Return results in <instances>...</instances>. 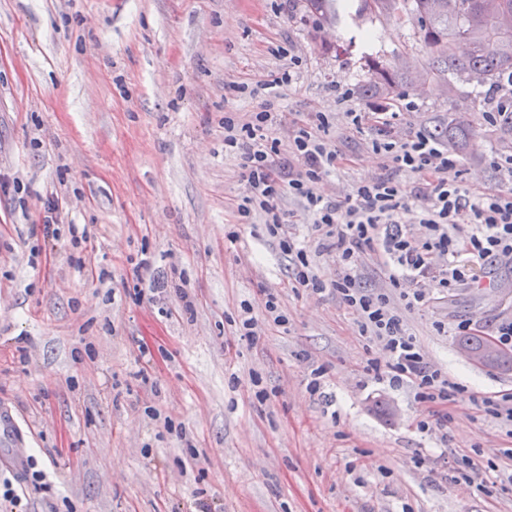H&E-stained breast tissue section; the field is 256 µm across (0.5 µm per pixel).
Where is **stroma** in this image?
Segmentation results:
<instances>
[{"label": "stroma", "mask_w": 512, "mask_h": 512, "mask_svg": "<svg viewBox=\"0 0 512 512\" xmlns=\"http://www.w3.org/2000/svg\"><path fill=\"white\" fill-rule=\"evenodd\" d=\"M373 52L421 72L430 63L415 22L337 29L303 0H0V173L20 179L0 195V410L13 423L0 457L23 449L46 475L27 483L25 512H512L497 472L507 428L460 398L447 429L419 433L428 409L411 389L364 379L377 348L341 300L288 289V260L262 223L240 227L238 244L224 238L246 185L224 152V115L246 119L262 102L239 84L290 69L271 128L283 141L294 120L329 113L355 157L322 184L332 196L380 170L361 147L378 125L359 134L347 118L371 102L361 86ZM339 85L351 101H337ZM417 103L402 131L466 110L474 138L459 158L470 181L497 185L485 158L512 149V135L484 125L482 89L451 97L433 81ZM54 192L84 239L31 234ZM140 276L183 285L193 312L171 290L130 295ZM490 277L403 313L426 360L480 396L512 391V369L472 364L434 324L471 319L489 334L512 318V264ZM268 291L287 329L239 341L241 304L264 319ZM378 398L396 419L371 411Z\"/></svg>", "instance_id": "obj_1"}]
</instances>
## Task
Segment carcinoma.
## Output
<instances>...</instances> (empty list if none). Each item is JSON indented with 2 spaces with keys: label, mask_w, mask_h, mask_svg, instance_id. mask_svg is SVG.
<instances>
[{
  "label": "carcinoma",
  "mask_w": 512,
  "mask_h": 512,
  "mask_svg": "<svg viewBox=\"0 0 512 512\" xmlns=\"http://www.w3.org/2000/svg\"><path fill=\"white\" fill-rule=\"evenodd\" d=\"M305 6L324 22L346 17L394 20L412 17L431 54L430 72L456 92V82L495 90L512 76V0H305ZM366 95L394 97L413 84L410 72L374 59ZM433 135L463 143L469 124L461 117L437 128Z\"/></svg>",
  "instance_id": "cac0c4a2"
}]
</instances>
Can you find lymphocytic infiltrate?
<instances>
[{"label":"lymphocytic infiltrate","mask_w":512,"mask_h":512,"mask_svg":"<svg viewBox=\"0 0 512 512\" xmlns=\"http://www.w3.org/2000/svg\"><path fill=\"white\" fill-rule=\"evenodd\" d=\"M274 121L267 109L244 121L224 118V150L239 155L247 171L246 190L235 206L238 223L262 218L267 236L292 266L293 290L336 293L360 335L381 351L366 360L363 375L409 386L415 399L429 406V417L417 423L420 432L447 425L448 403L465 389L425 360L394 303L402 301L410 311L428 309L456 288L483 287L489 266L512 261V190L507 187L512 153L487 156L502 185L480 191L469 187L459 157L427 129L405 139L385 135L365 144L380 157L382 174L359 179L331 197L319 186L336 174L345 155L329 143L328 113L296 121L285 144L269 133ZM285 195L310 216L309 240H300L287 223L279 207ZM325 256L336 265V278L329 282L319 274ZM369 259L382 270L384 287H362ZM264 308L260 320L243 305L239 340L253 345L265 326H287L277 294L267 293Z\"/></svg>","instance_id":"1"}]
</instances>
